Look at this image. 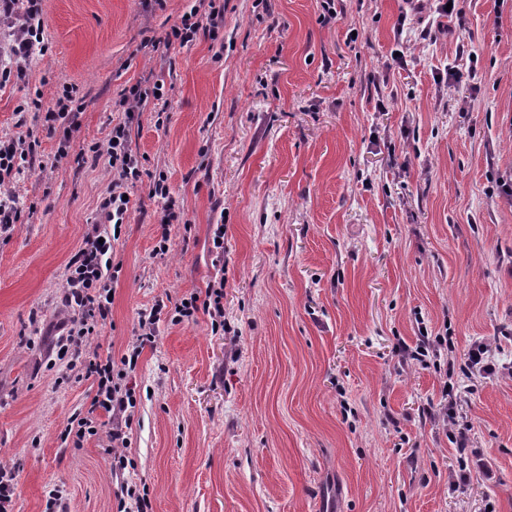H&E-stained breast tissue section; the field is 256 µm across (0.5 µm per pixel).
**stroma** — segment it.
Masks as SVG:
<instances>
[{
  "label": "stroma",
  "mask_w": 512,
  "mask_h": 512,
  "mask_svg": "<svg viewBox=\"0 0 512 512\" xmlns=\"http://www.w3.org/2000/svg\"><path fill=\"white\" fill-rule=\"evenodd\" d=\"M191 3L43 0L47 53L0 84V137L39 142L0 239V465L17 512H44L56 487L65 512H117L124 482L151 512H512V379L469 378L462 360L494 338L512 355V0H465L462 25L441 16L426 35L402 0H339L331 19L321 0H224L217 39L152 48ZM145 79L164 98L129 126L144 175L96 342L120 360L141 313L217 279L226 330L161 319L127 378L116 477L105 412L81 447L61 439L96 385L57 351L75 315L65 266L116 178L87 148ZM64 84L82 102L66 141L22 108ZM159 171L183 212L162 255ZM444 332L447 372L403 359ZM449 376L464 449L433 417ZM474 450L494 482L449 491Z\"/></svg>",
  "instance_id": "stroma-1"
}]
</instances>
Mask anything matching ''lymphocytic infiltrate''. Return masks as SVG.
Wrapping results in <instances>:
<instances>
[{
	"mask_svg": "<svg viewBox=\"0 0 512 512\" xmlns=\"http://www.w3.org/2000/svg\"><path fill=\"white\" fill-rule=\"evenodd\" d=\"M42 0H0V16L14 23V32L9 44L6 60H0V83L11 77L21 76L23 65L33 51L47 52L44 42ZM224 18V0H206L205 7H191L179 22L173 25L168 34L167 43L187 45L196 40L198 34H208L217 38L219 23ZM161 83L152 85L135 84L127 89L123 98L125 119L112 128L111 138L106 144H92V154H106L109 164L119 176L113 183L107 196L100 204L101 224L92 225L85 234L79 249L67 264L66 301L75 305L79 318L70 328L65 341L59 348V354L78 361L86 377L97 384L96 394L89 411L77 418L75 424L67 427L74 446H81L84 439L98 432L97 411H104L112 420L108 432L109 441L114 449L112 454L113 471L124 470L128 459L122 449L127 445L126 431L130 427L131 408L136 399L127 386L125 379L134 371L144 346L153 342L155 326L161 318V308L155 307L142 314L139 321V333L128 345L120 361L101 356L98 350L89 346L97 335V327L108 318L112 311V243L103 240L102 223L121 224L128 211V202L124 200L123 184L128 180L140 179L141 163L128 147L127 123L133 120L140 106L153 98L162 99ZM207 314L211 320L212 331L224 328V283L214 281L207 285L204 292L190 294L181 299L170 312L172 323L179 324L196 318L197 314ZM501 346L485 341L473 343L463 354L464 365L474 379L493 377L512 378V361H504Z\"/></svg>",
	"mask_w": 512,
	"mask_h": 512,
	"instance_id": "lymphocytic-infiltrate-1",
	"label": "lymphocytic infiltrate"
}]
</instances>
